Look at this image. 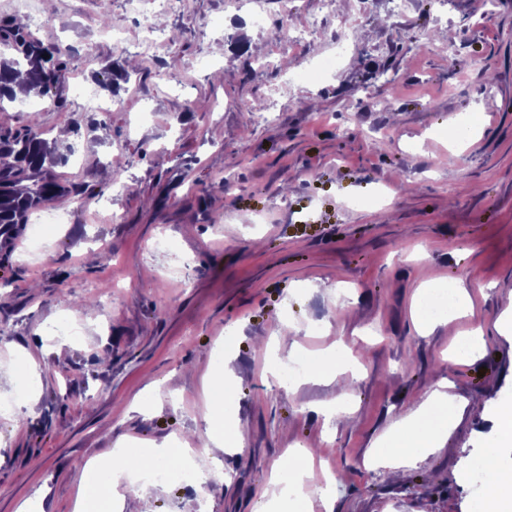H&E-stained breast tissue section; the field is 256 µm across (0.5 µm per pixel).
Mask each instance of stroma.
<instances>
[{
  "label": "stroma",
  "instance_id": "obj_1",
  "mask_svg": "<svg viewBox=\"0 0 512 512\" xmlns=\"http://www.w3.org/2000/svg\"><path fill=\"white\" fill-rule=\"evenodd\" d=\"M180 0L152 27L156 58L116 49L100 0H54L64 24L40 39L68 48L56 110L32 96L7 104L0 129L68 128L54 167L67 221L27 251L22 226L0 252V512L42 493V512H73L86 461L115 444L149 452L179 443L205 492L147 482L138 512H261L274 464L305 452L334 483L332 512H474L465 479L512 437L491 420L512 391V0H293L299 48L249 22L254 3ZM314 83L295 77L329 54ZM112 83L141 101L137 123L86 112L77 86ZM121 170L113 180V170ZM165 238L169 247L157 248ZM111 251L102 262V251ZM464 279L473 307L417 332L416 302ZM81 334L55 333L61 318ZM479 333L468 365L448 355ZM304 366L335 350L354 370L344 396L329 380L268 382L273 347ZM231 379L224 413L248 430L242 451L206 435V382ZM448 381L457 416L439 447L392 474L375 467L395 424ZM348 409L328 426L332 400Z\"/></svg>",
  "mask_w": 512,
  "mask_h": 512
}]
</instances>
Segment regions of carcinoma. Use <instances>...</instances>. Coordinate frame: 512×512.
I'll list each match as a JSON object with an SVG mask.
<instances>
[{
	"label": "carcinoma",
	"mask_w": 512,
	"mask_h": 512,
	"mask_svg": "<svg viewBox=\"0 0 512 512\" xmlns=\"http://www.w3.org/2000/svg\"><path fill=\"white\" fill-rule=\"evenodd\" d=\"M0 44L17 53L11 59L0 58V112L2 103L16 100L10 84L22 72L30 88L42 96L62 83L67 64L59 46L44 44L25 27L9 20L0 21ZM45 53L49 58H43ZM60 161L55 147L34 124L0 139L1 249H10L18 225L27 223L31 210L63 197L65 187L46 176L47 170Z\"/></svg>",
	"instance_id": "1"
}]
</instances>
